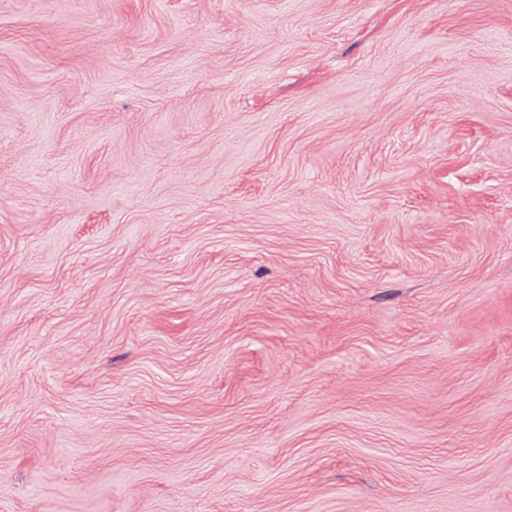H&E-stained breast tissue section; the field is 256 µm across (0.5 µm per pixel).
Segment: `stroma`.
<instances>
[{
  "mask_svg": "<svg viewBox=\"0 0 512 512\" xmlns=\"http://www.w3.org/2000/svg\"><path fill=\"white\" fill-rule=\"evenodd\" d=\"M512 512V0H0V512Z\"/></svg>",
  "mask_w": 512,
  "mask_h": 512,
  "instance_id": "stroma-1",
  "label": "stroma"
}]
</instances>
